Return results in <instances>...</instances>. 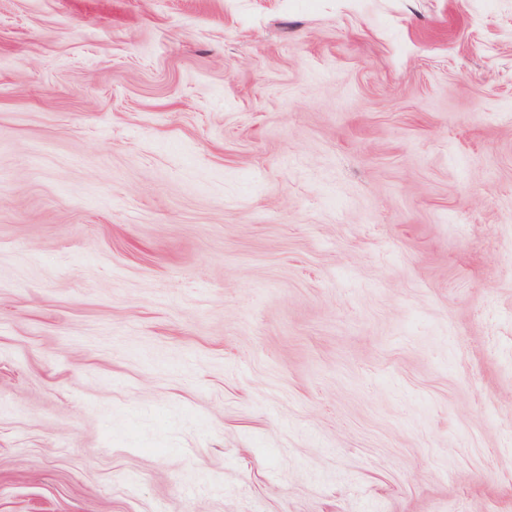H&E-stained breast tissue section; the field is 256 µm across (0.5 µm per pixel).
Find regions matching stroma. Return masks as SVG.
Wrapping results in <instances>:
<instances>
[{
	"label": "stroma",
	"mask_w": 512,
	"mask_h": 512,
	"mask_svg": "<svg viewBox=\"0 0 512 512\" xmlns=\"http://www.w3.org/2000/svg\"><path fill=\"white\" fill-rule=\"evenodd\" d=\"M0 512H512V0H0Z\"/></svg>",
	"instance_id": "stroma-1"
}]
</instances>
